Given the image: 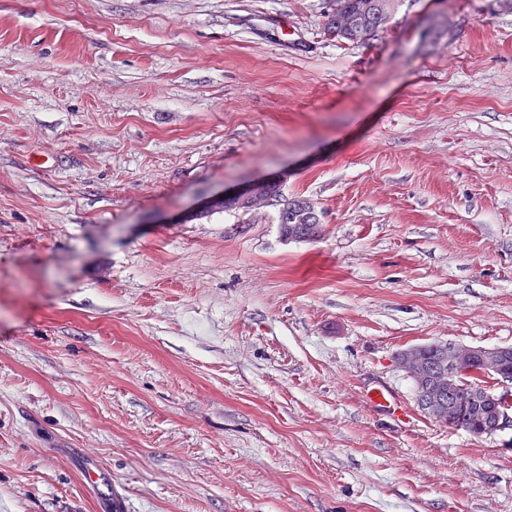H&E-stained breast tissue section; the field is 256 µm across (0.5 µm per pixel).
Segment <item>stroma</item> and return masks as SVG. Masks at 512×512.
I'll use <instances>...</instances> for the list:
<instances>
[{
  "label": "stroma",
  "instance_id": "obj_1",
  "mask_svg": "<svg viewBox=\"0 0 512 512\" xmlns=\"http://www.w3.org/2000/svg\"><path fill=\"white\" fill-rule=\"evenodd\" d=\"M329 10L0 0V512H512L394 359L512 346V0ZM341 4L340 11L345 16L355 20L366 30L367 38L357 42L350 31L342 27L336 20V14L327 13L323 23V33L330 39L352 44H369L383 31L381 16L384 6L395 8V0H337ZM356 42V43H355ZM274 184L275 183L271 182L254 184L242 194L232 195L231 197L224 196L220 200V204H224V207L232 204L234 206L244 207L246 209H259L266 207L269 203V200L261 194L262 188L264 186ZM265 192L271 200L268 207H275L277 209V224H281V229L284 233H288L289 236L296 235L298 230L301 229L305 224H310V216L308 215L309 206H307L306 203L305 206H299L294 209L289 208L291 202L283 197L277 185L266 187ZM310 225V230L304 237L307 241H315L322 236L324 225ZM284 233H282L283 236L288 239V235ZM288 240H292V238Z\"/></svg>",
  "mask_w": 512,
  "mask_h": 512
}]
</instances>
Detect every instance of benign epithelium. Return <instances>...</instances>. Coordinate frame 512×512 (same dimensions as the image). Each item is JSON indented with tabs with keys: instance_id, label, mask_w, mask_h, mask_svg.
Returning <instances> with one entry per match:
<instances>
[{
	"instance_id": "7a95c632",
	"label": "benign epithelium",
	"mask_w": 512,
	"mask_h": 512,
	"mask_svg": "<svg viewBox=\"0 0 512 512\" xmlns=\"http://www.w3.org/2000/svg\"><path fill=\"white\" fill-rule=\"evenodd\" d=\"M266 183L220 200L224 205L259 209L269 200L261 194ZM398 367L417 384V402L436 421L462 426L476 436L512 430V348L465 346L433 341L409 346L396 357ZM472 373L483 382L468 393L460 381Z\"/></svg>"
}]
</instances>
